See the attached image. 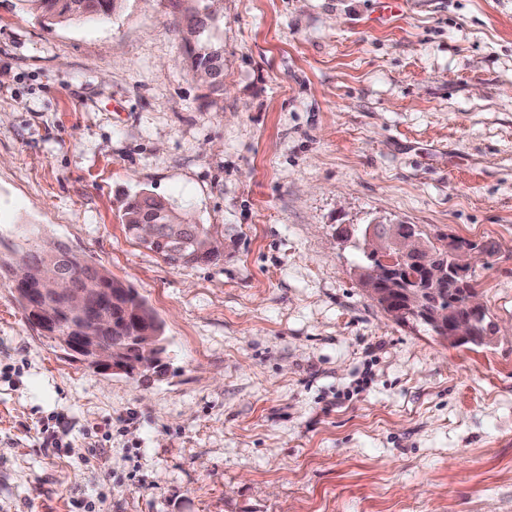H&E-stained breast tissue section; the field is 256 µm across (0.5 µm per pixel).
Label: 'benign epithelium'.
I'll return each mask as SVG.
<instances>
[{
  "mask_svg": "<svg viewBox=\"0 0 512 512\" xmlns=\"http://www.w3.org/2000/svg\"><path fill=\"white\" fill-rule=\"evenodd\" d=\"M405 224H369L360 233L346 231V238L374 259L372 266L359 270V282L366 294L389 316L391 291L404 299L403 311L413 320L429 323L435 335L448 343L463 345L476 336H487L479 319L485 307L479 295L464 291L459 294L463 313H448L434 296L437 287H461L456 275L472 270L473 265L492 254V247L479 243L455 250L430 248L422 236L409 235ZM139 235L154 241L159 236L155 218L147 216L138 225ZM45 264L13 262L5 267L16 300L30 323L51 339L67 357L83 362L99 371L126 373L129 357H137L135 369L146 376L163 371L165 346L161 337L147 333L141 336H120L117 341L105 335L106 322L99 310L88 306L91 296L112 293L100 284L101 269L94 264L84 266L79 277L65 271L70 258L67 248L56 244L44 251ZM68 316L65 328H59L54 311Z\"/></svg>",
  "mask_w": 512,
  "mask_h": 512,
  "instance_id": "7a95c632",
  "label": "benign epithelium"
}]
</instances>
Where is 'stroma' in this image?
Segmentation results:
<instances>
[{
	"label": "stroma",
	"mask_w": 512,
	"mask_h": 512,
	"mask_svg": "<svg viewBox=\"0 0 512 512\" xmlns=\"http://www.w3.org/2000/svg\"><path fill=\"white\" fill-rule=\"evenodd\" d=\"M14 3L0 252L47 238L131 285L166 372L70 360L0 279V512H512V0H223L210 96L185 0L49 29ZM137 192L223 259L129 236ZM376 221L493 246L489 344L366 295L336 230ZM212 19V17H206V23L199 30L186 23L183 48L189 68L195 75L199 72H209L211 69H217V76L214 79L213 74L209 73L207 79L211 81L202 82L203 87L216 92L223 86L221 81L217 79L224 75V48L204 39L207 26Z\"/></svg>",
	"instance_id": "stroma-1"
}]
</instances>
